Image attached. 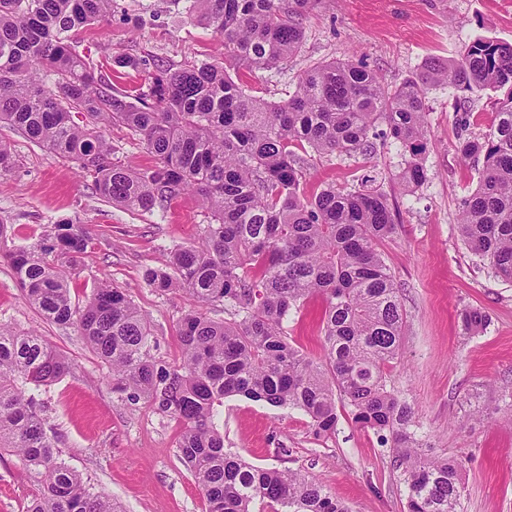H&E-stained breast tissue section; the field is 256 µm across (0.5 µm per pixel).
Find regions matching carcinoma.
Returning <instances> with one entry per match:
<instances>
[{"label":"carcinoma","mask_w":512,"mask_h":512,"mask_svg":"<svg viewBox=\"0 0 512 512\" xmlns=\"http://www.w3.org/2000/svg\"><path fill=\"white\" fill-rule=\"evenodd\" d=\"M187 2L189 17L249 71L296 54L303 21L331 4ZM111 16L112 0H0V124L75 162L97 194L129 212L164 213L190 193L210 215L198 242L144 272L156 291L183 292L196 304L180 321L182 359L155 356L152 325L124 289L100 281L83 305L72 302L66 266L90 244L72 220L0 252L28 303L51 322L77 325L128 401L180 424L177 448L207 512H252L257 501L272 512H349L316 478L226 450L216 407L233 396L297 408L318 436L336 431L337 402L345 403L357 425L391 434L407 512H461L462 462L420 447L411 412L387 388L407 322L378 250L396 228L388 198L334 185L304 197L309 162L296 149L370 160L382 124V143L406 156L399 189L413 190L427 179L426 90L507 88L490 132L458 138L461 158L482 164L459 229L467 249L512 282V43L476 38L448 66L395 87L361 63L319 62L288 99L270 102L235 82L221 59L159 69L133 90H115L74 44L76 31ZM114 125L140 142L150 166L121 164L107 137ZM313 296L324 303L320 359L288 341V317ZM221 305L226 318L207 314ZM488 321L478 308L461 313L468 333ZM70 369L36 331L0 324V452L17 456L35 486L25 512H121L62 457L32 393Z\"/></svg>","instance_id":"cac0c4a2"}]
</instances>
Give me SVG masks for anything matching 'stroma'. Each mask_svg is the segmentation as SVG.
<instances>
[{
	"instance_id": "stroma-1",
	"label": "stroma",
	"mask_w": 512,
	"mask_h": 512,
	"mask_svg": "<svg viewBox=\"0 0 512 512\" xmlns=\"http://www.w3.org/2000/svg\"><path fill=\"white\" fill-rule=\"evenodd\" d=\"M186 4L114 0L109 22L77 34L79 49L119 89L144 83L153 69L220 58L252 94L278 102L317 62H362L385 83L399 85L430 61L456 59L472 39L512 42V0H336L333 9L314 11L306 20L297 55L276 68L248 72L225 57L220 37L190 20ZM120 55L149 60L151 67H118ZM497 97L486 90L458 102L448 89L428 91V177L414 193L402 194L395 184L405 157L393 147L371 160L308 153L310 173L301 185L311 196L328 184L355 189L370 179L397 210L395 234L379 245L407 312L402 357L388 380L410 407L423 446L462 460L464 512H512V423L506 420L512 412V282L471 254L459 232L460 202L480 173L457 152L464 131L459 120L468 116L469 134L487 132ZM0 141L13 156L12 169L0 173V223L7 226L8 246L36 242L62 218L82 225L91 243L72 271L73 300L84 301L100 279L127 289L151 322L157 356L179 361V322L194 303L181 292H156L143 272L161 266L173 246L198 241L209 218L195 198H179L163 214H133L96 195L75 163L21 132L1 127ZM472 307L490 322L468 336L460 314ZM321 310L315 297L288 321L289 340L318 358ZM0 323L38 330L71 360L72 371L40 397L63 457L95 491L124 512H206L204 494L177 448L178 422L113 392L109 368L77 327L43 319L1 260ZM215 422L229 451L264 468L306 471L351 512H406L390 435L360 429L343 414L335 433L319 437L303 411L242 396L225 399ZM32 491L17 458L0 455V512H23Z\"/></svg>"
}]
</instances>
